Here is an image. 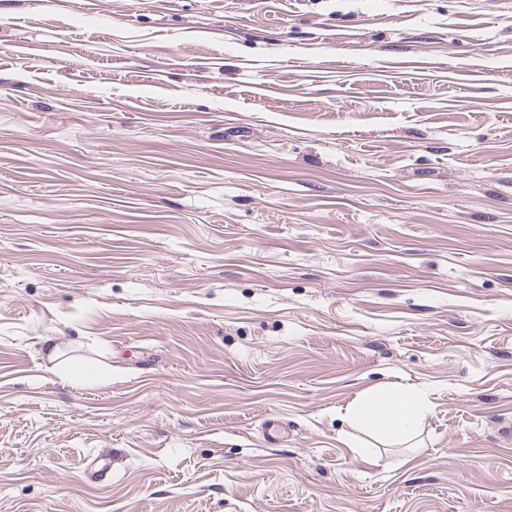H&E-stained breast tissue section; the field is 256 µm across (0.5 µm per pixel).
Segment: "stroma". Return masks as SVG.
Instances as JSON below:
<instances>
[{
    "mask_svg": "<svg viewBox=\"0 0 512 512\" xmlns=\"http://www.w3.org/2000/svg\"><path fill=\"white\" fill-rule=\"evenodd\" d=\"M0 512H512V0H0ZM429 412L427 402L408 389L365 392L346 408L345 416L353 426L371 436L410 439L417 434Z\"/></svg>",
    "mask_w": 512,
    "mask_h": 512,
    "instance_id": "obj_1",
    "label": "stroma"
}]
</instances>
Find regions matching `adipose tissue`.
Wrapping results in <instances>:
<instances>
[{"instance_id": "ef3b65f1", "label": "adipose tissue", "mask_w": 512, "mask_h": 512, "mask_svg": "<svg viewBox=\"0 0 512 512\" xmlns=\"http://www.w3.org/2000/svg\"><path fill=\"white\" fill-rule=\"evenodd\" d=\"M429 411L427 402L408 389L366 392L345 411L353 426L371 436L409 439L416 435Z\"/></svg>"}]
</instances>
